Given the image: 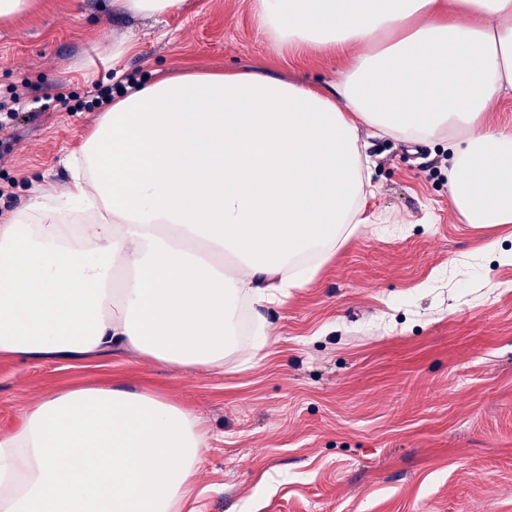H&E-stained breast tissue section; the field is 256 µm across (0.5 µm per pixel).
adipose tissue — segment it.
Here are the masks:
<instances>
[{
	"mask_svg": "<svg viewBox=\"0 0 512 512\" xmlns=\"http://www.w3.org/2000/svg\"><path fill=\"white\" fill-rule=\"evenodd\" d=\"M251 8L272 49L354 46L352 65L322 87L191 67L127 88L66 160L67 190L0 220L1 356L116 348L223 370L241 295L279 302L362 223L363 126L447 141L463 223L512 224V126L487 120L491 102L512 100V0ZM208 440L151 392L52 395L0 436V512H181Z\"/></svg>",
	"mask_w": 512,
	"mask_h": 512,
	"instance_id": "adipose-tissue-1",
	"label": "adipose tissue"
}]
</instances>
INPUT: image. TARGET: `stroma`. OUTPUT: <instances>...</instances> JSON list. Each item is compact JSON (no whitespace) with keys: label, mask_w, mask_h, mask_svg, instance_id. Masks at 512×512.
Instances as JSON below:
<instances>
[{"label":"stroma","mask_w":512,"mask_h":512,"mask_svg":"<svg viewBox=\"0 0 512 512\" xmlns=\"http://www.w3.org/2000/svg\"><path fill=\"white\" fill-rule=\"evenodd\" d=\"M109 0H34L0 24V100L130 83L187 64L334 81L352 51L272 50L250 0H188L154 19ZM133 50L103 60L113 40ZM100 109L58 103L20 120L0 165L15 201L68 185L64 159ZM377 193L370 223L256 320L242 300L223 372L113 350L74 361L0 357V434L44 398L85 385L149 389L209 434L184 512H512V224L463 223L448 201L446 143L363 130Z\"/></svg>","instance_id":"35a3bbf8"}]
</instances>
